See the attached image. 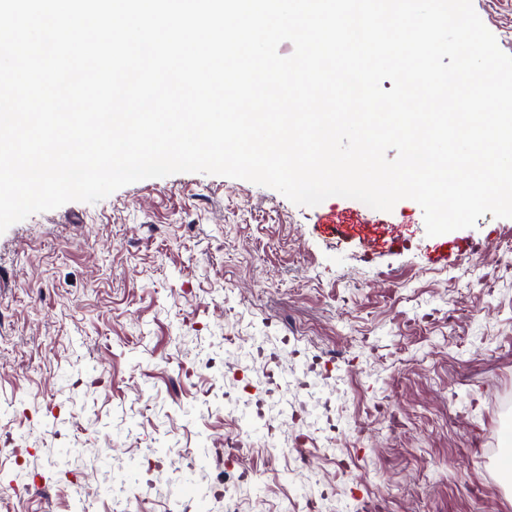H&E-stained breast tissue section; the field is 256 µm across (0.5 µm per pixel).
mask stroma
<instances>
[{"mask_svg":"<svg viewBox=\"0 0 512 512\" xmlns=\"http://www.w3.org/2000/svg\"><path fill=\"white\" fill-rule=\"evenodd\" d=\"M512 55V0H473ZM481 247L463 260L464 242ZM512 219L427 236L421 207L333 196L298 206L217 175L142 180L30 215L0 234V512H199L169 451L222 452L238 434L209 359L222 338L291 335L337 356L348 422L335 451L269 456V430L233 448L255 479L235 512H308L314 490L384 512H512ZM447 247V263L427 255Z\"/></svg>","mask_w":512,"mask_h":512,"instance_id":"stroma-1","label":"stroma"}]
</instances>
